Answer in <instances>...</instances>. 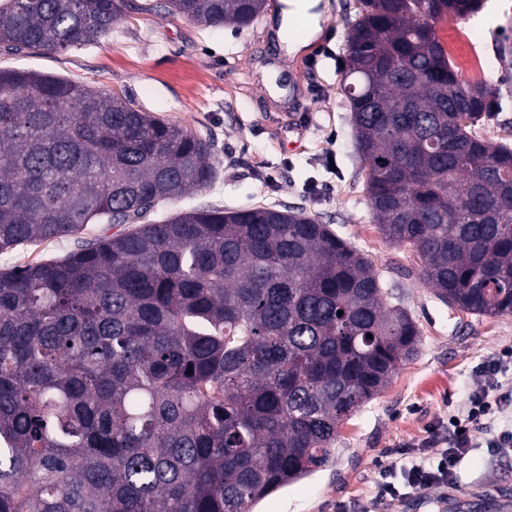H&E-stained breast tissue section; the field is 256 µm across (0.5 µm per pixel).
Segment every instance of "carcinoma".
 <instances>
[{
	"label": "carcinoma",
	"mask_w": 512,
	"mask_h": 512,
	"mask_svg": "<svg viewBox=\"0 0 512 512\" xmlns=\"http://www.w3.org/2000/svg\"><path fill=\"white\" fill-rule=\"evenodd\" d=\"M265 3L168 11L247 26ZM359 3L343 87L374 222L442 302L511 314L512 146L476 132L499 95L434 30L480 3ZM127 7L0 0V49L93 46ZM215 173L206 140L125 97L0 70V251L131 225L0 269V512H250L325 466L416 353L373 263L301 209L144 221Z\"/></svg>",
	"instance_id": "1"
}]
</instances>
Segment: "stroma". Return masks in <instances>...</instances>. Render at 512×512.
<instances>
[{
  "label": "stroma",
  "mask_w": 512,
  "mask_h": 512,
  "mask_svg": "<svg viewBox=\"0 0 512 512\" xmlns=\"http://www.w3.org/2000/svg\"><path fill=\"white\" fill-rule=\"evenodd\" d=\"M135 9L93 47L30 56L0 51V69L28 68L123 94L213 145L218 175L207 188L157 206L162 220L202 204L224 209L288 206L329 225L360 250L419 325L416 355L389 385L344 423L328 465L267 496L251 512H357L384 466L406 450L437 455L445 423L479 382L477 367L512 347V314L479 317L441 302L420 277V261L372 222L366 171L356 152L341 90L348 25L357 0H323L320 35L287 53L281 0H267L251 26L204 27L170 15L166 0ZM441 41L476 39L481 81L498 89L501 109L482 129L512 144V10L473 25L437 22ZM457 485L393 502L386 512H512V455L474 448L456 467Z\"/></svg>",
  "instance_id": "35a3bbf8"
}]
</instances>
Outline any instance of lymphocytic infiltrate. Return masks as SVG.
Here are the masks:
<instances>
[{
  "instance_id": "obj_1",
  "label": "lymphocytic infiltrate",
  "mask_w": 512,
  "mask_h": 512,
  "mask_svg": "<svg viewBox=\"0 0 512 512\" xmlns=\"http://www.w3.org/2000/svg\"><path fill=\"white\" fill-rule=\"evenodd\" d=\"M510 362L512 347L487 357L480 367L483 384L468 395L461 413L448 420L451 447L442 449L434 460L413 456L402 464L388 467L376 483L370 499L360 506L359 512H379L389 500L454 484L457 463L474 446L473 432L486 433L485 444L492 453L511 455L512 428L499 430L495 427L499 415L512 407V379L504 376L506 365Z\"/></svg>"
}]
</instances>
